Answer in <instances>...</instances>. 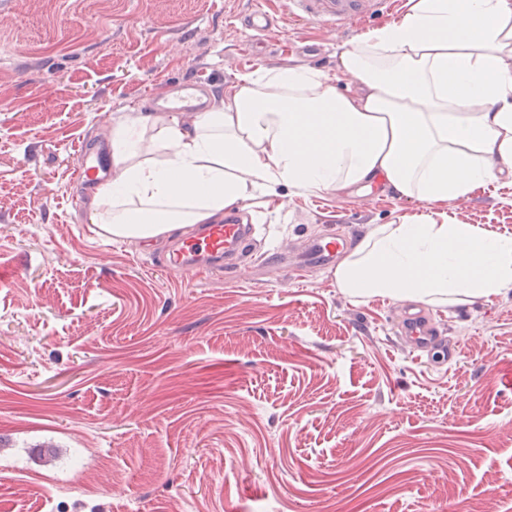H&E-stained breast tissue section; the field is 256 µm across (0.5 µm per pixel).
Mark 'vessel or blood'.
I'll return each instance as SVG.
<instances>
[{
	"label": "vessel or blood",
	"instance_id": "vessel-or-blood-1",
	"mask_svg": "<svg viewBox=\"0 0 512 512\" xmlns=\"http://www.w3.org/2000/svg\"><path fill=\"white\" fill-rule=\"evenodd\" d=\"M290 5L296 16L332 23L361 18L365 11L364 0H290ZM206 91V85L189 78L178 83L175 96L158 100L155 106L166 112H194L202 108L201 96ZM109 166L110 152L105 144L85 141L79 145L76 153L79 180L90 185L105 183ZM248 219L247 212L242 210L177 238L174 251L163 261L164 268L180 276H198L223 266L235 267L253 246V227ZM344 244V238L338 236L313 240L300 263L305 267H328L334 263ZM401 333L427 344L437 331L429 320L417 315L403 324Z\"/></svg>",
	"mask_w": 512,
	"mask_h": 512
}]
</instances>
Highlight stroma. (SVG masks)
<instances>
[{"instance_id":"obj_1","label":"stroma","mask_w":512,"mask_h":512,"mask_svg":"<svg viewBox=\"0 0 512 512\" xmlns=\"http://www.w3.org/2000/svg\"><path fill=\"white\" fill-rule=\"evenodd\" d=\"M263 2L278 23L257 38L253 0H0V512H512V288L420 303L448 363L396 339L409 303L292 267L311 239L352 249L430 212L512 237V183L435 207L280 187L245 203V267L194 278L154 265L171 235L90 222L82 138L186 78L214 105L258 64L348 84L338 47L404 11L333 29Z\"/></svg>"}]
</instances>
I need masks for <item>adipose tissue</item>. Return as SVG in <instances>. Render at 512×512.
Instances as JSON below:
<instances>
[{
  "mask_svg": "<svg viewBox=\"0 0 512 512\" xmlns=\"http://www.w3.org/2000/svg\"><path fill=\"white\" fill-rule=\"evenodd\" d=\"M405 8L342 48L355 90L307 66L260 64L191 121L132 111L112 132V180L92 194V223L149 241L279 186L381 184L440 204L511 179L512 0ZM335 277L355 297L465 303L512 288V237L429 216L381 224Z\"/></svg>",
  "mask_w": 512,
  "mask_h": 512,
  "instance_id": "adipose-tissue-1",
  "label": "adipose tissue"
}]
</instances>
